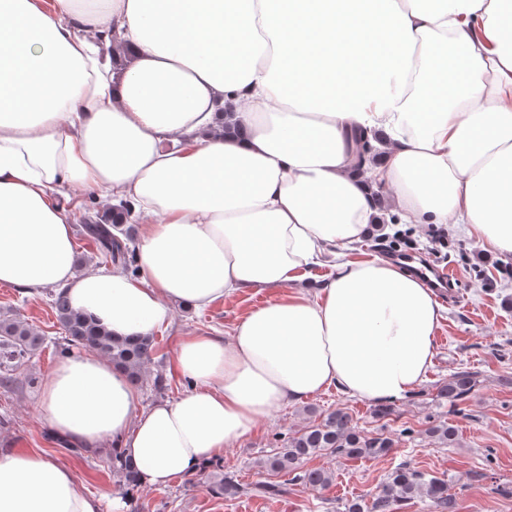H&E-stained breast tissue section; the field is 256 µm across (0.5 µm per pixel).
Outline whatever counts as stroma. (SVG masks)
<instances>
[{"label": "stroma", "mask_w": 512, "mask_h": 512, "mask_svg": "<svg viewBox=\"0 0 512 512\" xmlns=\"http://www.w3.org/2000/svg\"><path fill=\"white\" fill-rule=\"evenodd\" d=\"M436 229L425 224L385 225L383 233L367 235L353 256L396 260L414 250L435 254L437 266L449 268L454 280L440 299L442 319L435 336L432 364L424 381L412 392L393 399L395 412L381 417L370 401L351 399L336 388L305 401L289 404L261 418L239 445L225 449L224 473L234 479L257 483L268 475L260 460L280 446L290 433L313 422L315 414L347 411L357 430L383 434L394 441L385 456L348 459L320 455L307 460L310 468L333 472V484L323 490L294 485L288 497L252 494L233 499L214 495L207 485L185 489L183 478L163 488L139 487L143 512H344L347 501L369 498L379 492L399 463L447 478L458 502V512H512V257L501 256L456 227H449L445 247L434 248ZM278 292L243 289L216 300L201 311L173 304L171 322L155 333V351L139 386L144 404L175 401L188 384L174 366L181 337L221 336L250 311L274 299ZM13 309L44 336L43 347L16 372L12 390L0 389V454L40 452L67 466L79 484L102 496L105 512L112 501L124 497L125 488L112 470V448H82L72 453L51 433L40 411L45 377L58 362L55 345L61 331L51 307L47 287L22 291L0 285V310ZM461 370L478 372L479 383L465 399L451 403L439 399V387ZM164 375L170 386L156 392L153 381ZM454 424L459 441L451 448L426 435L429 425Z\"/></svg>", "instance_id": "35a3bbf8"}]
</instances>
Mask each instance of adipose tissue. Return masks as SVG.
Returning <instances> with one entry per match:
<instances>
[{"label": "adipose tissue", "instance_id": "adipose-tissue-1", "mask_svg": "<svg viewBox=\"0 0 512 512\" xmlns=\"http://www.w3.org/2000/svg\"><path fill=\"white\" fill-rule=\"evenodd\" d=\"M248 60L225 62L230 35ZM116 40L122 70L102 55ZM378 47L371 75L346 57ZM332 100L292 92L306 74ZM248 134L217 136L224 118ZM385 132L360 152L358 136ZM132 200L138 276L74 272V188ZM462 224L512 256V0H0V284L59 285L112 335L148 336L169 304L202 310L281 288L383 216ZM442 318L430 288L386 259L337 263L227 337L186 336L177 401L143 407L124 373L81 353L41 408L59 437L113 442L161 488L328 387L366 401L415 389ZM0 512H102L39 452L0 456Z\"/></svg>", "mask_w": 512, "mask_h": 512}]
</instances>
